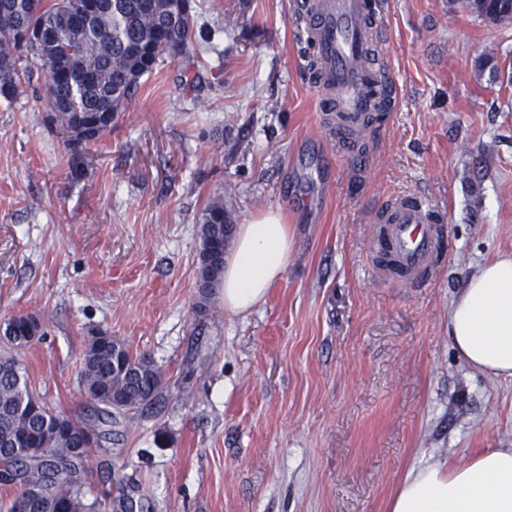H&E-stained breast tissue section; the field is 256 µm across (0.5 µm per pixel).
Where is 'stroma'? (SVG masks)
Masks as SVG:
<instances>
[{"label": "stroma", "mask_w": 512, "mask_h": 512, "mask_svg": "<svg viewBox=\"0 0 512 512\" xmlns=\"http://www.w3.org/2000/svg\"><path fill=\"white\" fill-rule=\"evenodd\" d=\"M299 0H195L211 41L166 59L112 128L72 151L40 73L0 98V327L43 323L28 384L54 410L81 393L89 336L109 332L162 369L165 403L118 415L92 449L87 500L123 478L146 512H388L409 470L512 448V381L465 366L448 308L512 253V28L448 0H385L382 61L400 97L348 164L317 110L293 27ZM447 212L431 279L380 281L367 247L396 194ZM235 223L280 212L296 231L282 279L235 315L197 313L198 227L212 198Z\"/></svg>", "instance_id": "stroma-1"}]
</instances>
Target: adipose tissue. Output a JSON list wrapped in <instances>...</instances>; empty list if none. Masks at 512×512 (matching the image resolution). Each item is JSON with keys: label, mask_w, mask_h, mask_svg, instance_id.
I'll use <instances>...</instances> for the list:
<instances>
[{"label": "adipose tissue", "mask_w": 512, "mask_h": 512, "mask_svg": "<svg viewBox=\"0 0 512 512\" xmlns=\"http://www.w3.org/2000/svg\"><path fill=\"white\" fill-rule=\"evenodd\" d=\"M291 225L266 212L236 229L224 266V307L243 314L264 302L294 248ZM457 354L489 377L512 379V256L499 255L472 275L448 310ZM389 512H512V448H481L469 460L424 462L406 475Z\"/></svg>", "instance_id": "1"}]
</instances>
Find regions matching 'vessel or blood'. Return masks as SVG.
I'll use <instances>...</instances> for the list:
<instances>
[{
  "instance_id": "obj_1",
  "label": "vessel or blood",
  "mask_w": 512,
  "mask_h": 512,
  "mask_svg": "<svg viewBox=\"0 0 512 512\" xmlns=\"http://www.w3.org/2000/svg\"><path fill=\"white\" fill-rule=\"evenodd\" d=\"M296 34L318 61L312 78L318 109L334 113V132L356 129L367 113L394 109L392 78L375 62L384 32L368 0H313L299 10ZM444 220V209L425 196L393 197L374 218L381 226L370 243L375 274L411 286L426 281L435 270Z\"/></svg>"
}]
</instances>
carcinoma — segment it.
<instances>
[{"instance_id":"carcinoma-1","label":"carcinoma","mask_w":512,"mask_h":512,"mask_svg":"<svg viewBox=\"0 0 512 512\" xmlns=\"http://www.w3.org/2000/svg\"><path fill=\"white\" fill-rule=\"evenodd\" d=\"M101 7L80 27L65 28L62 19L79 13L84 0H0V97L20 93L22 77L40 71L52 121L59 124L69 147L83 148L112 128L119 110L135 97L141 80L167 56L193 58L198 41L195 10L182 0H100ZM469 14L500 27L512 25V0H450ZM41 34L24 42L19 32ZM199 237L200 271L196 309L220 287L224 255L233 223L221 197L203 209ZM25 315L13 317L3 340L20 350L33 339L24 331ZM15 372L0 374V486L19 494L29 485L42 489L36 512H94L84 502L85 469L71 448L89 428L111 435L112 411L144 412L160 404L164 384L160 367L130 352L112 337L89 344L82 357L80 387L101 405L93 418L72 419L42 460H27L28 448L42 435L50 407L27 383L26 369L13 355L0 356ZM114 512H144L141 500L114 479Z\"/></svg>"}]
</instances>
